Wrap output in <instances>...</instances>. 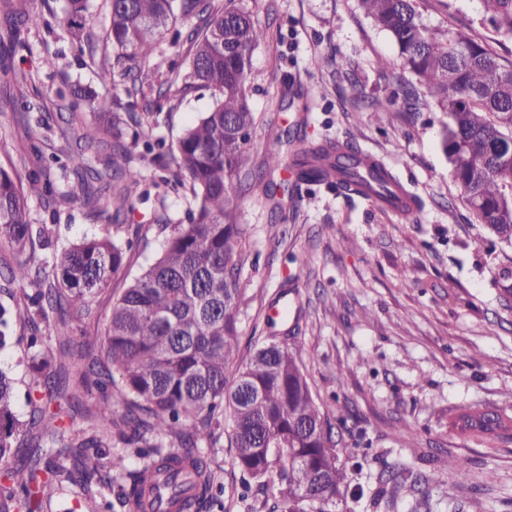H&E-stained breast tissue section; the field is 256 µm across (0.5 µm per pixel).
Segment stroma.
<instances>
[{
	"label": "stroma",
	"instance_id": "obj_1",
	"mask_svg": "<svg viewBox=\"0 0 512 512\" xmlns=\"http://www.w3.org/2000/svg\"><path fill=\"white\" fill-rule=\"evenodd\" d=\"M109 0H94L88 40L76 49L66 32L64 0H0V57L34 76L23 90L0 76V165L20 182L49 170L53 195L29 196L32 223L54 228L62 249L99 233L80 202L63 199L70 180L55 162L64 141L75 140L96 114L73 111L64 94L80 84L111 97L99 80L112 46L106 40ZM266 31L250 58L247 87L256 124L249 132V168L234 183L245 232L239 246V357L268 336L267 309L287 305L278 323L288 348L301 357L315 398L323 400L342 439L340 459L352 484L362 487L355 512H378L373 498L384 462L438 469L430 512H512V440L484 442L459 435L450 421L471 407L512 413V305L500 296L502 270L512 269V248L475 223L439 146L447 117L433 105L408 109L403 93L413 78L388 32L360 0H242ZM35 7L38 27L29 47L13 51L2 36L9 10ZM423 22L482 40L512 60V41L485 21L481 0H418ZM199 18H176L145 65L153 82L188 72L189 52L169 42ZM307 90L312 101H289L285 87ZM31 104L16 115L13 101ZM204 90L177 92L162 112L155 137L159 163L131 199L121 238L132 239L129 265L111 288L95 295L94 319L73 317L79 349L104 350L103 316L126 287L160 253L162 224H182L190 193L171 184L169 150L183 130L209 110ZM311 140L350 141L382 160L423 202L400 219L359 197L323 185L294 184L284 164L273 175L283 190L268 201L253 173L272 153L289 159L287 133ZM232 451L217 449L211 468L223 488L224 512H271L277 484L242 497ZM467 481L443 471L448 460Z\"/></svg>",
	"mask_w": 512,
	"mask_h": 512
}]
</instances>
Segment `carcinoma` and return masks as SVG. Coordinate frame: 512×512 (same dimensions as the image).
<instances>
[{
	"label": "carcinoma",
	"mask_w": 512,
	"mask_h": 512,
	"mask_svg": "<svg viewBox=\"0 0 512 512\" xmlns=\"http://www.w3.org/2000/svg\"><path fill=\"white\" fill-rule=\"evenodd\" d=\"M493 29L512 40V0H482ZM365 12L390 33L399 55L448 115L440 147L463 190L476 223L512 247V63H501L478 39L459 31L431 30L416 0H361ZM91 0H65V20L77 46L90 16ZM198 15L203 26L186 42L191 69L167 86H153L147 73L127 84L132 72L153 55L157 38L176 14ZM35 11L17 15L8 37L16 49L37 26ZM265 31L235 0H110L108 40L113 62L100 78L112 84L114 101H96L97 113L123 119L111 106L118 95L155 91L170 100L172 86L207 90L213 105L178 139L173 176L189 186L194 208L188 223L163 224L159 256L123 289L105 321L104 357L87 365L75 353L70 312L92 313L95 294L110 286L128 265L132 242L105 230L42 257L35 246L51 245L52 229L33 224L23 185L0 166V240L28 257L7 267L5 279L22 286L15 307L0 304V350L14 345V325L30 331L24 359L30 391L27 418L19 416L16 382L0 367V512H43L51 488L67 482L87 494L104 485V461L122 483L117 502L103 499L101 512H214L219 506L210 455L229 434L233 464L244 475L245 492L279 479L278 512H353L348 501L363 497L351 488L340 463V441L323 404L317 402L298 357L270 336L228 381L226 370L238 353L239 261L243 228L233 186L248 163L246 145L255 124L246 94L252 51ZM93 124L71 146L69 194L83 201L94 223L120 225L134 192L146 180L133 165L134 151L152 144L134 136L116 142L112 153L92 167L86 157L104 146ZM295 181L324 185L346 195L377 200L391 195L399 178L379 164L359 168L355 145L336 156V143L290 140ZM283 160L272 153L259 182ZM29 192H52L49 173L29 178ZM50 329L41 335L39 322ZM55 341V346L47 342ZM95 376L99 400L82 406L86 427L69 432L68 409L79 405L77 391ZM230 410V431L221 415ZM460 432L493 440L512 432V415L497 410L459 415ZM380 499L394 504L411 493V506H428L432 478L402 462H383Z\"/></svg>",
	"instance_id": "carcinoma-1"
}]
</instances>
